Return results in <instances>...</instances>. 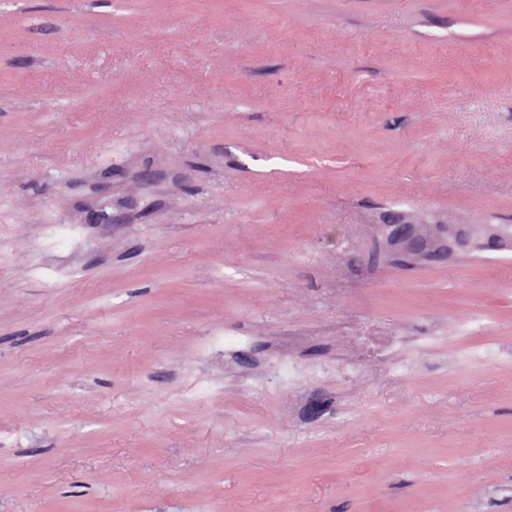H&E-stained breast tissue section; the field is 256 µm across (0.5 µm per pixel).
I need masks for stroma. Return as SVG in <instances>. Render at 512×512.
<instances>
[{
    "mask_svg": "<svg viewBox=\"0 0 512 512\" xmlns=\"http://www.w3.org/2000/svg\"><path fill=\"white\" fill-rule=\"evenodd\" d=\"M493 234L512 0H0V512H512Z\"/></svg>",
    "mask_w": 512,
    "mask_h": 512,
    "instance_id": "stroma-1",
    "label": "stroma"
}]
</instances>
